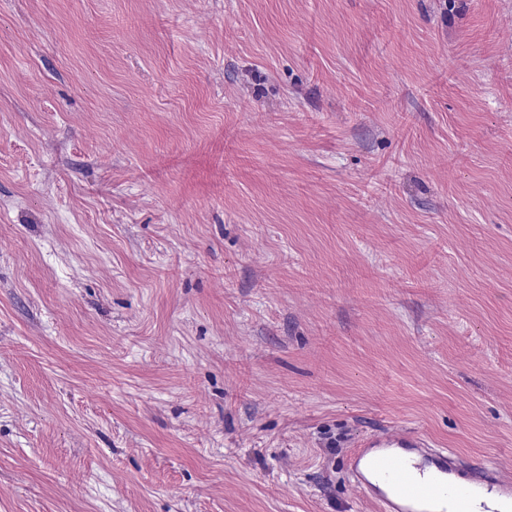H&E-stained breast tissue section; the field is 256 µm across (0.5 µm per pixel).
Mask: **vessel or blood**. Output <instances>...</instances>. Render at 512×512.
Segmentation results:
<instances>
[{
    "label": "vessel or blood",
    "instance_id": "b4317fda",
    "mask_svg": "<svg viewBox=\"0 0 512 512\" xmlns=\"http://www.w3.org/2000/svg\"><path fill=\"white\" fill-rule=\"evenodd\" d=\"M354 485L380 512H502L512 507V480L472 469L430 448L413 431L393 430L362 441L348 462Z\"/></svg>",
    "mask_w": 512,
    "mask_h": 512
}]
</instances>
